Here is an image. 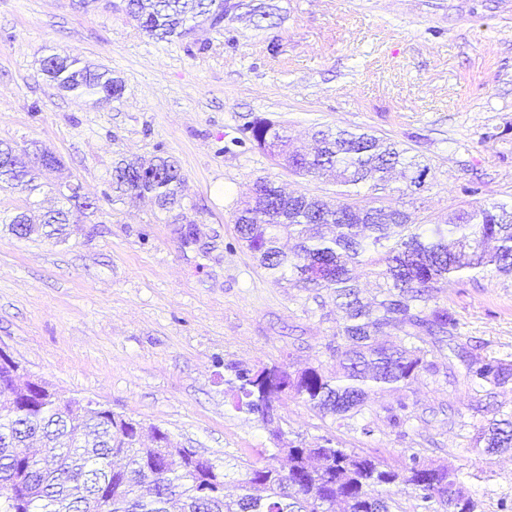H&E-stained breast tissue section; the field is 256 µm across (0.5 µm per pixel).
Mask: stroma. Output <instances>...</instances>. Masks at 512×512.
I'll return each mask as SVG.
<instances>
[{
	"instance_id": "stroma-1",
	"label": "stroma",
	"mask_w": 512,
	"mask_h": 512,
	"mask_svg": "<svg viewBox=\"0 0 512 512\" xmlns=\"http://www.w3.org/2000/svg\"><path fill=\"white\" fill-rule=\"evenodd\" d=\"M268 2L274 27L244 16L220 33L159 41L121 0H0V141L56 153L63 176L99 199L73 210L62 243L0 227V348L58 393L166 430L220 464L331 434L391 463L414 448L460 468L481 512H500L512 500V450H474L485 395L449 348L430 346L438 370L413 381L402 435L386 421L390 394L343 427L295 400L266 426L233 408L224 381L235 366L336 367L335 304L272 282L233 221L259 178L293 194L336 187L277 166L245 142L244 125L261 115L302 142L337 126L405 144L431 175L402 203L431 223L477 199L512 204V0ZM54 51L119 77L121 99L61 91L40 67ZM154 156L185 175L182 220L103 197L116 161ZM437 297L469 354L512 360V277L450 282Z\"/></svg>"
}]
</instances>
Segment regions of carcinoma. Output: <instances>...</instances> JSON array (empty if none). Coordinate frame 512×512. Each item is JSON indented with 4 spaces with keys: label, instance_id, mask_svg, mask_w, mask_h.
I'll return each mask as SVG.
<instances>
[{
    "label": "carcinoma",
    "instance_id": "carcinoma-1",
    "mask_svg": "<svg viewBox=\"0 0 512 512\" xmlns=\"http://www.w3.org/2000/svg\"><path fill=\"white\" fill-rule=\"evenodd\" d=\"M124 11L157 40L184 38L205 24L221 29L241 8L272 27L275 13L254 0H125ZM42 71L57 86L97 101L119 100L124 86L107 70L83 64L74 55L50 53ZM246 139L303 175L336 176L337 199L285 193L261 178L234 213L239 239L275 281L292 277L313 293L327 294L343 312L327 346L338 370L316 366L234 369L225 381L238 410L270 422L278 404L296 399L338 425L359 414L370 396L397 395L385 407L387 421L401 428L412 416L406 391L427 360L425 337L440 345L455 339L458 319L437 302L443 283L465 270L512 274V209L476 203L449 224L420 230L425 220L390 204L428 188L431 166L408 149L360 129L330 128L316 134L310 152L291 151L287 127L256 117L243 128ZM15 168L0 171V189L24 184L32 190L62 170L50 151V163L31 165L25 149L4 145ZM185 178L172 160H120L112 167V201L149 197L163 213L182 208ZM74 181L54 184L57 194L79 209L97 208V200L68 190ZM70 211L64 208L15 214L8 224L15 237L37 233L66 240ZM363 266L374 279L367 299L355 270ZM471 381L493 389L512 385V361L494 356L468 363ZM41 448L23 453L32 441ZM475 445L486 453L512 448V413L498 408L477 428ZM125 463L116 467L112 458ZM245 470L242 493L224 494L228 467L208 458L192 460L170 435L155 427L151 445L142 442L140 423L92 409L75 397H63L49 385L31 389L19 372L0 365V512H397L392 489L398 484L416 494L413 512H477L460 471L413 451L392 465L323 437L313 448L291 440L273 448L260 464L238 463Z\"/></svg>",
    "mask_w": 512,
    "mask_h": 512
}]
</instances>
